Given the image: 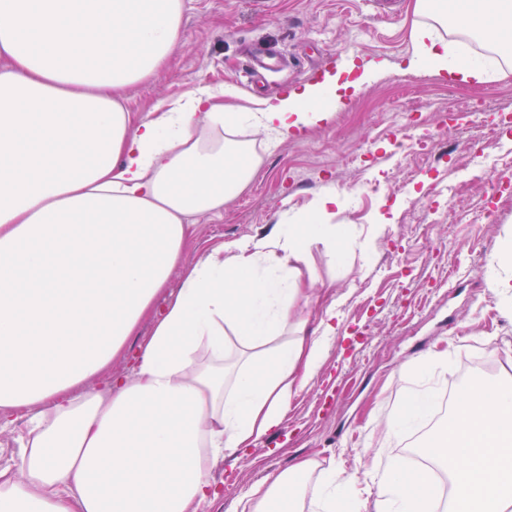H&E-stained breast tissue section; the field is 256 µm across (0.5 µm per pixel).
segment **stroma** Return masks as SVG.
Returning a JSON list of instances; mask_svg holds the SVG:
<instances>
[{
	"label": "stroma",
	"mask_w": 512,
	"mask_h": 512,
	"mask_svg": "<svg viewBox=\"0 0 512 512\" xmlns=\"http://www.w3.org/2000/svg\"><path fill=\"white\" fill-rule=\"evenodd\" d=\"M432 22L416 0H185L181 47L154 78L124 91L133 112L200 85L233 87L235 106L257 100L243 76L256 44L287 55L275 80L292 88L331 53L383 65L306 137L270 141L242 130L260 158L253 179L222 210L188 219L185 266L269 232L284 214L310 212L331 190L343 206L329 221L348 225L352 238L342 262L320 248L308 259L322 284L318 304L305 311L310 322L340 303L321 368L278 429L211 466L221 497L199 512H239L255 485L301 460L311 461L316 484L333 468L360 481L408 459L414 442L385 439L384 423L411 390L437 385V377L408 370L430 352L454 355L470 340L491 357L490 381L512 378L500 355L512 351V314L488 275L492 257L512 241V190L491 223L473 221L493 182L512 174V127L499 123L512 112V53L499 49L480 84L407 71L419 48L415 30ZM486 125L497 126L495 141L484 138ZM422 127L433 133L426 157L410 144Z\"/></svg>",
	"instance_id": "1"
}]
</instances>
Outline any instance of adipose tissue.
I'll use <instances>...</instances> for the list:
<instances>
[{"mask_svg": "<svg viewBox=\"0 0 512 512\" xmlns=\"http://www.w3.org/2000/svg\"><path fill=\"white\" fill-rule=\"evenodd\" d=\"M185 0H0V421L27 415L23 450L0 469V512H197L209 477L277 429L336 335V308L308 327L300 306L313 248L342 261L339 207L278 224L187 268L161 315L154 302L190 235L189 216L223 209L259 160L238 131L288 138L328 122L381 71L338 66L319 83L227 109L200 86L132 115L122 91L164 66L184 36ZM463 29L512 42V0H477ZM410 70L483 82L482 62L454 56L427 29ZM154 325L135 352L127 342ZM131 354L132 374L110 375ZM408 395L387 432L409 433L434 409ZM311 463L252 490L245 512H291Z\"/></svg>", "mask_w": 512, "mask_h": 512, "instance_id": "obj_1", "label": "adipose tissue"}]
</instances>
